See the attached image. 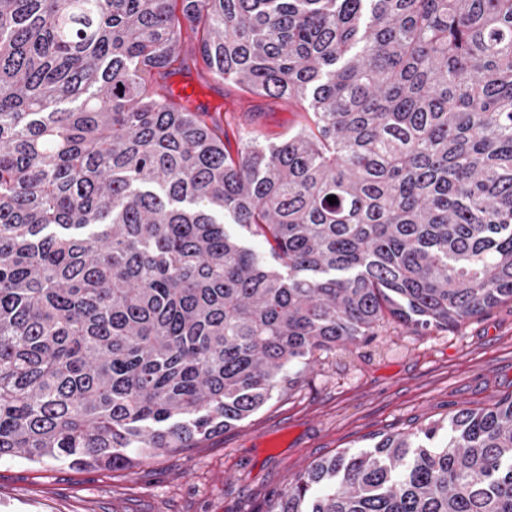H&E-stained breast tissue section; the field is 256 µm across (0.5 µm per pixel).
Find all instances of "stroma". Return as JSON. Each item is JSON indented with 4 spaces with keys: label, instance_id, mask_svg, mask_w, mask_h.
<instances>
[{
    "label": "stroma",
    "instance_id": "stroma-1",
    "mask_svg": "<svg viewBox=\"0 0 512 512\" xmlns=\"http://www.w3.org/2000/svg\"><path fill=\"white\" fill-rule=\"evenodd\" d=\"M197 79L230 151L279 143L308 117L208 72ZM511 398L512 301L448 328L387 321L366 342L317 352L290 391L197 447L131 470L2 461L0 512H265L313 463Z\"/></svg>",
    "mask_w": 512,
    "mask_h": 512
}]
</instances>
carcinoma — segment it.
Here are the masks:
<instances>
[{"label":"carcinoma","mask_w":512,"mask_h":512,"mask_svg":"<svg viewBox=\"0 0 512 512\" xmlns=\"http://www.w3.org/2000/svg\"><path fill=\"white\" fill-rule=\"evenodd\" d=\"M188 30L312 123L231 154L162 94ZM505 299L512 0H0V460L131 470L319 350ZM266 512H512V399L315 463Z\"/></svg>","instance_id":"carcinoma-1"}]
</instances>
